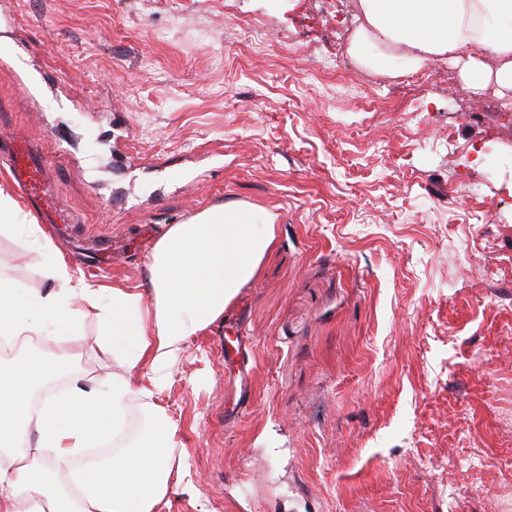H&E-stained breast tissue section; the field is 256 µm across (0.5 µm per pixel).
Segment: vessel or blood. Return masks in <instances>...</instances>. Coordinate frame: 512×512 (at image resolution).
Returning a JSON list of instances; mask_svg holds the SVG:
<instances>
[{"mask_svg": "<svg viewBox=\"0 0 512 512\" xmlns=\"http://www.w3.org/2000/svg\"><path fill=\"white\" fill-rule=\"evenodd\" d=\"M9 168L10 177L24 194L33 210L45 224H68L72 213L59 199L47 179V170L54 159L36 149L29 140L20 136L10 139V147L0 154Z\"/></svg>", "mask_w": 512, "mask_h": 512, "instance_id": "1", "label": "vessel or blood"}]
</instances>
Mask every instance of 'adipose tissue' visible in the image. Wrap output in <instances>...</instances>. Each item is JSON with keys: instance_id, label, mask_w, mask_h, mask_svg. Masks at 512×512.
Segmentation results:
<instances>
[{"instance_id": "obj_1", "label": "adipose tissue", "mask_w": 512, "mask_h": 512, "mask_svg": "<svg viewBox=\"0 0 512 512\" xmlns=\"http://www.w3.org/2000/svg\"><path fill=\"white\" fill-rule=\"evenodd\" d=\"M365 26L350 52L370 69L401 50L405 69L448 58L465 90L488 83L512 91V0H360ZM497 61L489 67L477 54ZM275 216L243 202L213 206L156 240L141 288L93 286L75 276L50 240H40L56 289L39 293L0 276V336L35 348L37 358L0 354V447L18 466L0 468V512H158L169 493L177 426L155 401L189 337L222 319L255 278L275 239ZM94 309L113 371L88 382L71 376L64 392L32 408L47 374L67 366L66 344L85 309ZM139 383H132V376ZM140 400L144 432L129 438L125 408ZM111 439L110 457L76 465L86 448Z\"/></svg>"}]
</instances>
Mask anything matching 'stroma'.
Listing matches in <instances>:
<instances>
[{"label": "stroma", "mask_w": 512, "mask_h": 512, "mask_svg": "<svg viewBox=\"0 0 512 512\" xmlns=\"http://www.w3.org/2000/svg\"><path fill=\"white\" fill-rule=\"evenodd\" d=\"M319 9L0 0V138L67 151L51 179L77 221L50 238L91 282L145 283L156 239L204 208L276 216L257 278L155 398L183 446L160 512H512V126L475 115L493 90L412 82L396 58L303 86L342 28ZM23 217L0 227V274L45 291ZM97 337L89 315L68 344L95 380Z\"/></svg>", "instance_id": "1"}]
</instances>
